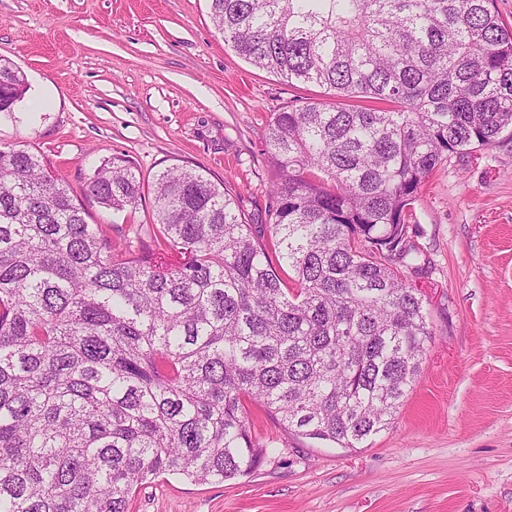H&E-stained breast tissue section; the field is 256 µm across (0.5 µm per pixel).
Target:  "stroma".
Here are the masks:
<instances>
[{"label":"stroma","instance_id":"stroma-1","mask_svg":"<svg viewBox=\"0 0 512 512\" xmlns=\"http://www.w3.org/2000/svg\"><path fill=\"white\" fill-rule=\"evenodd\" d=\"M0 58L28 81L0 114L1 146L39 151L78 194L104 159L133 161L135 208L83 200L117 240L154 223V178L174 165L204 169L246 223H265L273 114L336 100L237 55L208 0H0ZM412 222L421 268L407 282L433 338L388 429L343 448L254 406L273 449L260 466L222 483L149 479L129 512H512V139L439 163Z\"/></svg>","mask_w":512,"mask_h":512}]
</instances>
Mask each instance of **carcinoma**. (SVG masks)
I'll return each instance as SVG.
<instances>
[{
	"label": "carcinoma",
	"instance_id": "obj_1",
	"mask_svg": "<svg viewBox=\"0 0 512 512\" xmlns=\"http://www.w3.org/2000/svg\"><path fill=\"white\" fill-rule=\"evenodd\" d=\"M208 2L248 62L381 107L274 115L260 230L206 171L166 168L135 244L87 223L40 152L0 147V512H127L152 477L246 475L267 455L248 401L355 448L422 371L409 218L448 155L512 137V28L493 0ZM4 71L12 109L26 77ZM87 191L117 212L141 200L125 155Z\"/></svg>",
	"mask_w": 512,
	"mask_h": 512
}]
</instances>
